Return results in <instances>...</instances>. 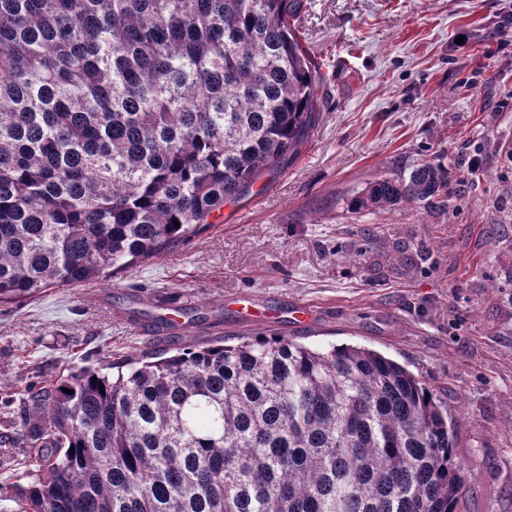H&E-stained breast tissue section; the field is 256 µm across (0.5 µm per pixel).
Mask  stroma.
<instances>
[{
  "mask_svg": "<svg viewBox=\"0 0 512 512\" xmlns=\"http://www.w3.org/2000/svg\"><path fill=\"white\" fill-rule=\"evenodd\" d=\"M508 16L512 0H304L295 29L324 86L298 156L162 256L0 305L7 391L259 333L367 346L447 401L464 512H512V45L494 39ZM424 162L448 169L447 213L349 210Z\"/></svg>",
  "mask_w": 512,
  "mask_h": 512,
  "instance_id": "1",
  "label": "stroma"
}]
</instances>
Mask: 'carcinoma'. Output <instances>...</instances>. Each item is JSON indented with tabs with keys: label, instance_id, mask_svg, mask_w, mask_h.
I'll list each match as a JSON object with an SVG mask.
<instances>
[{
	"label": "carcinoma",
	"instance_id": "obj_1",
	"mask_svg": "<svg viewBox=\"0 0 512 512\" xmlns=\"http://www.w3.org/2000/svg\"><path fill=\"white\" fill-rule=\"evenodd\" d=\"M303 0H0V304L160 257L291 162L323 75ZM448 211V168L355 212ZM0 397L15 512H459L448 405L398 362L281 335L151 350Z\"/></svg>",
	"mask_w": 512,
	"mask_h": 512
}]
</instances>
